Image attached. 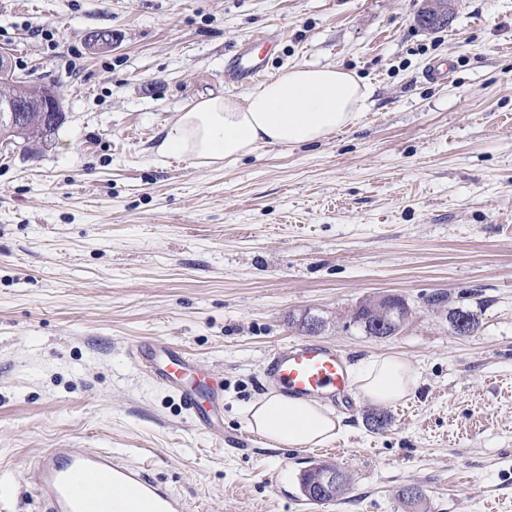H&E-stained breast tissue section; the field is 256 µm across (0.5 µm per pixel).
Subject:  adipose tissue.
<instances>
[{"mask_svg":"<svg viewBox=\"0 0 512 512\" xmlns=\"http://www.w3.org/2000/svg\"><path fill=\"white\" fill-rule=\"evenodd\" d=\"M372 89L338 66L298 65L241 95L198 100L165 127L158 155L183 154L198 164L233 162L265 145L300 146L325 141L356 126ZM372 401L391 403L410 394L418 374L401 357L372 359L353 375ZM250 426L273 446H321L342 430L329 408L282 393L252 402Z\"/></svg>","mask_w":512,"mask_h":512,"instance_id":"1","label":"adipose tissue"}]
</instances>
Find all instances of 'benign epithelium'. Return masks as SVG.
I'll list each match as a JSON object with an SVG mask.
<instances>
[{
	"label": "benign epithelium",
	"mask_w": 512,
	"mask_h": 512,
	"mask_svg": "<svg viewBox=\"0 0 512 512\" xmlns=\"http://www.w3.org/2000/svg\"><path fill=\"white\" fill-rule=\"evenodd\" d=\"M421 23L441 17L448 0H426ZM65 120L63 94L57 83H40L17 70L13 54L0 48V148L34 132L47 138Z\"/></svg>",
	"instance_id": "benign-epithelium-1"
}]
</instances>
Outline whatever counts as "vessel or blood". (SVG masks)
I'll return each mask as SVG.
<instances>
[{
  "instance_id": "obj_1",
  "label": "vessel or blood",
  "mask_w": 512,
  "mask_h": 512,
  "mask_svg": "<svg viewBox=\"0 0 512 512\" xmlns=\"http://www.w3.org/2000/svg\"><path fill=\"white\" fill-rule=\"evenodd\" d=\"M261 76L251 49H239L224 66L232 86ZM133 363L160 385L175 388L197 429L222 434L210 408L218 404L222 383L204 373L180 348L137 343L129 348ZM265 376L273 389L291 397L329 399L350 392L344 354L316 340L283 344L267 357ZM39 512H192L189 501L160 484L149 463L130 464L126 455L91 451L70 442L47 449L31 461Z\"/></svg>"
}]
</instances>
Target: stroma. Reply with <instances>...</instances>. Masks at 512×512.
<instances>
[{
  "label": "stroma",
  "instance_id": "obj_1",
  "mask_svg": "<svg viewBox=\"0 0 512 512\" xmlns=\"http://www.w3.org/2000/svg\"><path fill=\"white\" fill-rule=\"evenodd\" d=\"M423 5L0 0V46L61 83L66 113L52 142L0 150V512H35L29 459L64 440L149 461L195 512H512V0H451L436 31ZM269 35L268 77L332 64L373 88L358 126L231 164L158 156L178 112L227 93L225 58ZM437 60L448 79L426 78ZM437 293L483 302L479 329L456 335ZM386 295L412 312L401 332L351 327ZM306 312L351 367L397 355L418 374L402 401L336 407L321 453L197 432L127 353L186 349L241 435L267 353L303 339ZM321 459L350 484L317 506L298 478ZM406 485L420 501L398 499Z\"/></svg>",
  "mask_w": 512,
  "mask_h": 512
}]
</instances>
